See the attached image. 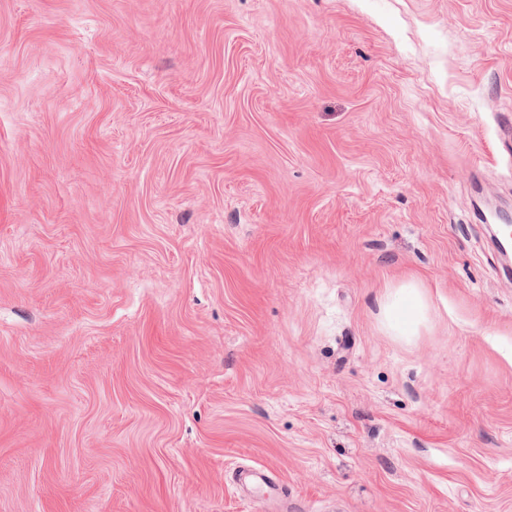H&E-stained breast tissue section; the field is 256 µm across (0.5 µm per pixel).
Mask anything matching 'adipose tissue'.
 Returning <instances> with one entry per match:
<instances>
[{
    "label": "adipose tissue",
    "instance_id": "1",
    "mask_svg": "<svg viewBox=\"0 0 512 512\" xmlns=\"http://www.w3.org/2000/svg\"><path fill=\"white\" fill-rule=\"evenodd\" d=\"M380 308L385 326L402 338L416 335L425 319V299L413 281L386 287Z\"/></svg>",
    "mask_w": 512,
    "mask_h": 512
}]
</instances>
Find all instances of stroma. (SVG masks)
<instances>
[{
  "instance_id": "stroma-1",
  "label": "stroma",
  "mask_w": 512,
  "mask_h": 512,
  "mask_svg": "<svg viewBox=\"0 0 512 512\" xmlns=\"http://www.w3.org/2000/svg\"><path fill=\"white\" fill-rule=\"evenodd\" d=\"M508 127L512 0H0V512H512ZM380 308L385 326L401 338L415 336L425 319V299L414 281L386 287Z\"/></svg>"
}]
</instances>
